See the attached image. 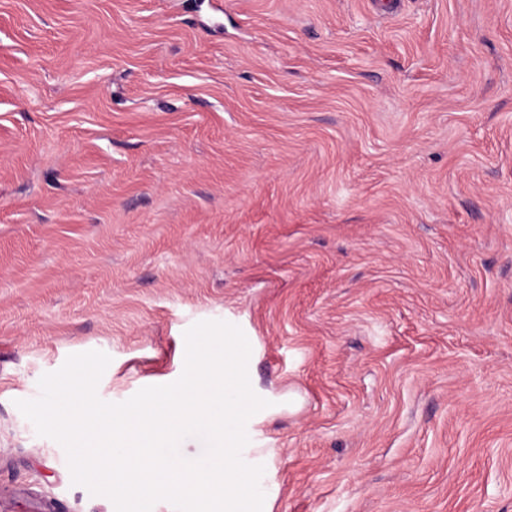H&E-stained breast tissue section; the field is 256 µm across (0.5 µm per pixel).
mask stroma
Segmentation results:
<instances>
[{"mask_svg":"<svg viewBox=\"0 0 512 512\" xmlns=\"http://www.w3.org/2000/svg\"><path fill=\"white\" fill-rule=\"evenodd\" d=\"M212 320L270 512H512V0H0V512H115L17 401Z\"/></svg>","mask_w":512,"mask_h":512,"instance_id":"obj_1","label":"stroma"}]
</instances>
